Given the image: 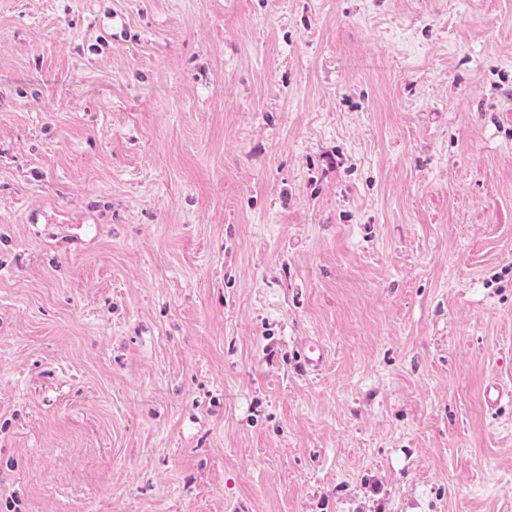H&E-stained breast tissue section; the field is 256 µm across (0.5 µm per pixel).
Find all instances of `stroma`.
Listing matches in <instances>:
<instances>
[{
	"label": "stroma",
	"mask_w": 512,
	"mask_h": 512,
	"mask_svg": "<svg viewBox=\"0 0 512 512\" xmlns=\"http://www.w3.org/2000/svg\"><path fill=\"white\" fill-rule=\"evenodd\" d=\"M495 379L512 0H0V512H512Z\"/></svg>",
	"instance_id": "35a3bbf8"
}]
</instances>
